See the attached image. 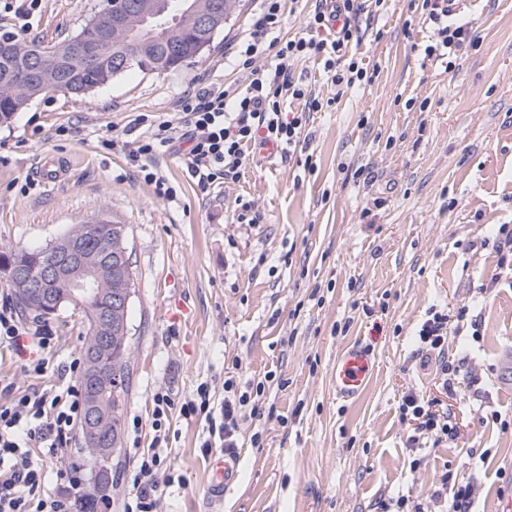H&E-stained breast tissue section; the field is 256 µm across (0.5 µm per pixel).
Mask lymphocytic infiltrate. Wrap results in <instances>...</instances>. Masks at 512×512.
Here are the masks:
<instances>
[{"instance_id":"lymphocytic-infiltrate-1","label":"lymphocytic infiltrate","mask_w":512,"mask_h":512,"mask_svg":"<svg viewBox=\"0 0 512 512\" xmlns=\"http://www.w3.org/2000/svg\"><path fill=\"white\" fill-rule=\"evenodd\" d=\"M259 2L252 25L229 46L236 69L249 71L248 83L201 80L198 88L178 97L175 110L180 121L176 124L145 113L132 120L129 129L134 137L127 143L129 159L159 198L172 201L177 196L176 188L161 170L164 151L175 143H185L182 164L204 191L236 181L253 146L271 144L286 152L297 146L311 113L321 111L323 103L307 97L296 82L292 72L295 61L324 56V68L333 82L348 89L367 81V70L356 58L346 55L349 45L358 38V30L351 24L355 0H341L333 12L328 11L325 0ZM421 8L436 36L435 43L426 47V55L447 59L456 48L472 41L471 26L449 19L447 8L439 0H422ZM289 10L304 15L307 36L281 38ZM335 14L341 16L342 23L334 29L330 20ZM270 50L275 53L273 64L259 68V60ZM291 99L305 100L306 111H287L286 104ZM2 344L25 355L26 372L40 376L47 371L45 354L54 345L52 334L45 328L31 330L6 301L0 303ZM235 389V380L225 379V397L217 411L211 408L210 392L204 386L182 404V416H204L209 434L205 448L217 443L225 453H235L240 420L259 417L260 409L252 405L250 395L236 394ZM83 410L82 392L75 384L54 396L44 391H26L0 405V512H74L80 506L78 496L65 489L73 481L65 470L55 472L57 490L45 492V474L33 462V446L46 445L48 454L62 456L72 444ZM400 410L402 419L411 424L409 448H419L424 438L439 443L458 436L448 414L436 410L434 401L423 395L405 394ZM167 441V432L157 431L152 448L137 457L133 489L123 512H157L163 489L171 484L170 479L160 476Z\"/></svg>"}]
</instances>
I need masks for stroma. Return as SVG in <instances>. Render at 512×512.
Instances as JSON below:
<instances>
[{"instance_id":"1","label":"stroma","mask_w":512,"mask_h":512,"mask_svg":"<svg viewBox=\"0 0 512 512\" xmlns=\"http://www.w3.org/2000/svg\"><path fill=\"white\" fill-rule=\"evenodd\" d=\"M105 5L48 0L27 31L0 15V35L57 41ZM256 8L243 0L210 51L179 70H131L85 95H41L0 125V246H44L100 217L130 227L131 378L111 512L133 487L132 455L152 443L155 394L179 405L204 384L219 403L229 374L265 385L262 417L240 423L236 482L213 499L210 463L223 450L202 452L204 418L171 412L167 466L179 482L158 512H381L402 494L441 512L433 493L445 479L474 484L475 512H512V387L497 382L512 351V275L495 246L500 225L512 228V0L459 12L476 43L450 71L425 57L433 28L408 0L366 5L348 52L374 78L340 94L319 59L295 63L327 104L292 157L254 153L237 181L204 193L171 154L163 167L177 197L158 198L129 162L123 128L141 113L170 115L200 78L246 82L224 53ZM61 126L68 135H57ZM49 151L65 170L47 186L34 166ZM245 204L261 223H238ZM434 307L453 317L448 349L422 356L418 331ZM23 317L51 328L53 371L30 376L2 345L0 378L22 390L67 385L83 353L80 309ZM355 341L377 366L344 401L331 371ZM445 366L460 390L442 389ZM411 390L448 409L454 442L407 448L400 406Z\"/></svg>"}]
</instances>
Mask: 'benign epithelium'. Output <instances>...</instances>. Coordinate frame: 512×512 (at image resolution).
<instances>
[{
    "label": "benign epithelium",
    "mask_w": 512,
    "mask_h": 512,
    "mask_svg": "<svg viewBox=\"0 0 512 512\" xmlns=\"http://www.w3.org/2000/svg\"><path fill=\"white\" fill-rule=\"evenodd\" d=\"M192 18L197 31L204 34L203 46L213 42L220 26L228 22L223 13L201 11L193 0H170L165 8L158 9L151 0H111L105 18L93 21L87 31L74 41L34 51H23L12 40H0V54L12 55L19 66L9 79H25L38 86L42 93H71L76 91L70 81L69 67L94 69L106 58L110 45L135 44L138 52L130 58L151 60L147 73L164 68V58L156 48L152 36L157 32L171 35L180 29L181 16ZM83 237L66 233L42 249L45 259L30 272L15 268L6 270V281L23 282L27 294L47 310L60 304L56 285L66 282L71 286L68 298L74 301L97 300L104 289L101 283L108 273L92 258L84 255ZM132 288L108 299L93 316L97 337L89 348H84L90 370L81 378L90 398L87 415L83 421L85 439L92 452L88 462L96 473L97 496L108 498L111 490L108 464L115 456L116 442L112 440V411L103 398V391L112 388V305L130 302Z\"/></svg>",
    "instance_id": "obj_1"
}]
</instances>
